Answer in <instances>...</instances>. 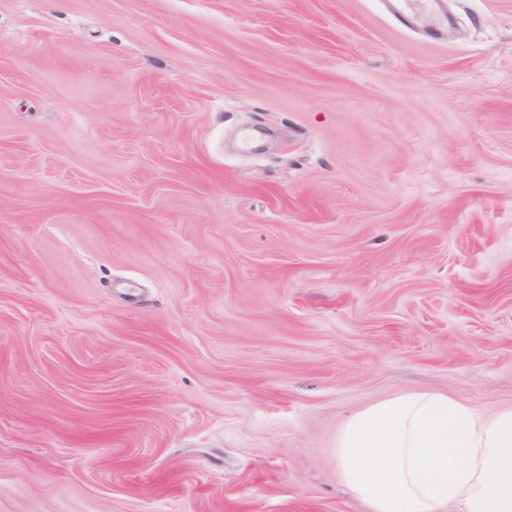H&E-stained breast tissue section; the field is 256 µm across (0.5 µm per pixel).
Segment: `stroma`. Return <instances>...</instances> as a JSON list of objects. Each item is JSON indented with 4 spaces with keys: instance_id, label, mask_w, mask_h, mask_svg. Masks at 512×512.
<instances>
[{
    "instance_id": "obj_1",
    "label": "stroma",
    "mask_w": 512,
    "mask_h": 512,
    "mask_svg": "<svg viewBox=\"0 0 512 512\" xmlns=\"http://www.w3.org/2000/svg\"><path fill=\"white\" fill-rule=\"evenodd\" d=\"M0 0V512H370L347 416L512 408V0Z\"/></svg>"
}]
</instances>
